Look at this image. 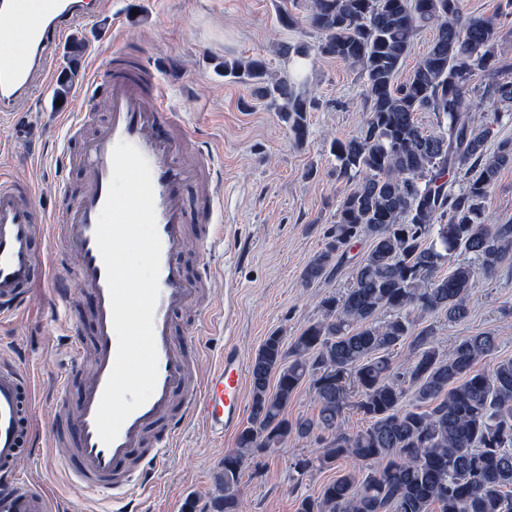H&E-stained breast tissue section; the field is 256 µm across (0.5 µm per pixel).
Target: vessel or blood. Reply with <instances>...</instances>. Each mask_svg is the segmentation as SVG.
Instances as JSON below:
<instances>
[{
    "mask_svg": "<svg viewBox=\"0 0 512 512\" xmlns=\"http://www.w3.org/2000/svg\"><path fill=\"white\" fill-rule=\"evenodd\" d=\"M86 15L85 0H0V112L15 113L34 89L52 82L49 59L64 34ZM87 81L100 88L109 103L105 123L82 140L77 161L83 190L60 208L53 234L63 242L54 258L55 292L69 299L88 291L93 299L92 371L80 385V400L66 417L74 452L62 459L74 465L77 484L86 491L108 492L132 500L145 485L151 461L173 448L183 425L202 416L215 435L234 430L241 418L242 364L237 350L225 346L220 363L205 374L198 393L187 391L191 362L186 345L175 335L176 312L194 306L197 325L205 327L211 306L200 297L212 271L202 278L187 274L181 255L188 226L201 224L202 240L213 244L224 227L215 213L223 193L214 154L201 147L194 129L169 109L153 73L127 62L116 51L106 67H88ZM134 145L147 160L154 189L156 228L162 243L159 296L154 312L158 377L149 400L123 423L117 438L104 443L95 416L112 371L117 338L112 324L106 269L95 230L105 204L112 152L118 142ZM208 175L210 189L189 205L187 183ZM44 215L34 203L32 186L15 187L0 173V315L14 313L29 299L37 280L35 227ZM31 381L19 369L0 368V512H50L48 498L21 477L17 463L30 432L24 392ZM153 448H146L147 436Z\"/></svg>",
    "mask_w": 512,
    "mask_h": 512,
    "instance_id": "obj_1",
    "label": "vessel or blood"
}]
</instances>
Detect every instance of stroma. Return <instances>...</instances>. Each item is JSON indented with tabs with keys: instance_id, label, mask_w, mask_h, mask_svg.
Instances as JSON below:
<instances>
[{
	"instance_id": "obj_1",
	"label": "stroma",
	"mask_w": 512,
	"mask_h": 512,
	"mask_svg": "<svg viewBox=\"0 0 512 512\" xmlns=\"http://www.w3.org/2000/svg\"><path fill=\"white\" fill-rule=\"evenodd\" d=\"M463 4L469 15L495 20L498 54L512 63V0ZM309 7L310 0H89L90 18L64 35L52 60L54 72H61L71 41L78 38L84 43L80 66L107 64L117 48L113 31L123 26L128 54L154 69L170 110L181 113L214 148L224 177L218 206L224 253L209 288L216 313L196 338L195 367L203 372L218 364L228 345L250 365L266 336L278 330L293 340L321 318L324 298L341 296L351 286L346 270L310 284L302 276L324 242V229L335 223L339 202L355 187L338 177L331 145L358 135L366 117L363 77L345 61L320 53V37L306 21ZM284 10L294 16V27L281 25ZM297 44L309 48L303 92L314 101L300 143L268 101L252 99L248 84L223 72L225 60L259 58L273 74L288 78L295 63L283 48ZM84 83V76H77L62 98L56 84H48L18 116L0 120V169L30 184L49 218L59 186L72 195L82 187L78 167L59 164L68 138L62 114L83 107L94 125L106 115L103 95L78 100ZM483 220L512 221V167L492 187ZM468 305V318L457 324L442 314L425 316L440 349L491 331L498 346L483 367L512 358V270L478 278ZM91 311L87 295L61 301L47 279L34 288L28 304L0 322V363L13 364L33 380L27 409L32 440L17 469L51 499L54 512H112L111 499L85 493L57 467L61 450L52 442L65 411L79 399L78 383L64 391L57 383L75 356V334L90 325ZM235 440V432L219 438L202 419L190 421L154 467L133 512H203L216 491L213 476ZM318 453L313 442L297 437L264 452L260 466L244 469L242 512H297L301 498L358 470L349 458L328 468L296 469L298 459Z\"/></svg>"
}]
</instances>
